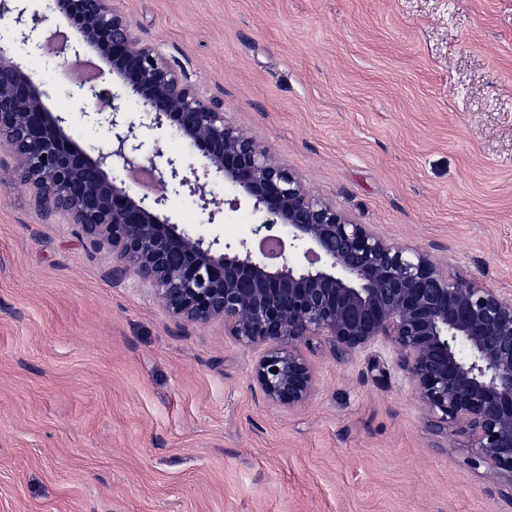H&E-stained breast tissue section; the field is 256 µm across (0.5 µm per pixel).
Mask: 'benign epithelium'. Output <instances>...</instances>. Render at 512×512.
Segmentation results:
<instances>
[{"label": "benign epithelium", "instance_id": "obj_1", "mask_svg": "<svg viewBox=\"0 0 512 512\" xmlns=\"http://www.w3.org/2000/svg\"><path fill=\"white\" fill-rule=\"evenodd\" d=\"M50 12L80 21L78 46L108 66L105 85L120 82L143 107L140 126L176 132L224 181L266 216L265 227L291 230L287 256L271 262L246 241L221 244L171 223L169 195L188 190L209 210L220 205L196 171L182 172L160 149L144 155L120 107L98 103L82 83L76 108L106 130V146L87 150L67 133L66 118L0 43V147L14 176L42 204L65 214L92 243L112 250L113 269L148 284L172 317L224 322L244 347L264 346L253 377L264 402L297 408L313 395L314 369L300 345L324 336L341 348L389 343L397 366L440 433L454 426L490 475L512 478V297L438 267L427 254L388 243L336 206L310 196L299 180L254 140L224 120V106L186 84L152 43L137 38L113 0H48ZM37 26L22 44L50 54ZM148 168L154 189L138 195L129 174ZM216 212L209 210V221Z\"/></svg>", "mask_w": 512, "mask_h": 512}]
</instances>
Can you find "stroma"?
<instances>
[{
  "instance_id": "1",
  "label": "stroma",
  "mask_w": 512,
  "mask_h": 512,
  "mask_svg": "<svg viewBox=\"0 0 512 512\" xmlns=\"http://www.w3.org/2000/svg\"><path fill=\"white\" fill-rule=\"evenodd\" d=\"M134 34L310 195L512 296V0H116ZM81 147L100 128L19 48ZM144 154L207 161L138 126ZM0 147V512H512V483L431 426L390 346L302 351L305 405H266L256 349L178 321L14 179ZM179 227L257 245L237 190Z\"/></svg>"
}]
</instances>
